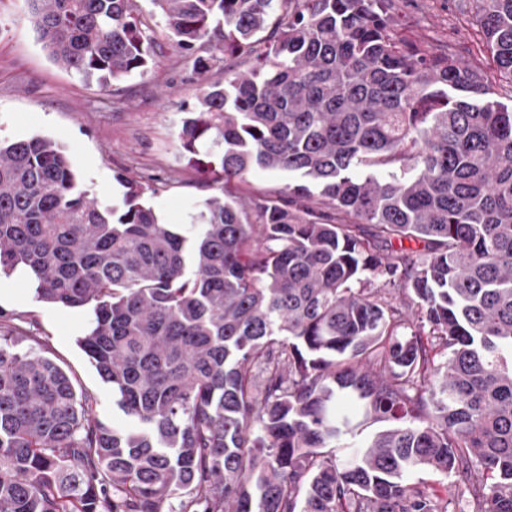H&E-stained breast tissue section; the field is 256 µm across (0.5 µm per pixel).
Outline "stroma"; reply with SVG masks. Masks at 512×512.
I'll use <instances>...</instances> for the list:
<instances>
[{"mask_svg":"<svg viewBox=\"0 0 512 512\" xmlns=\"http://www.w3.org/2000/svg\"><path fill=\"white\" fill-rule=\"evenodd\" d=\"M135 3L150 18L155 63L147 73L104 86L49 58L28 19L26 0H0V140L52 139L82 188L104 204L124 192L116 172L136 180L153 176L159 185L150 204L165 221L186 228L220 188L214 173L188 164L178 139L202 78L150 0ZM468 11L469 0H394L392 15L399 35L428 45L451 44L467 60L479 37ZM18 288L26 300L0 307V336L59 365L77 393L88 397L97 420L111 428L132 427L114 405L111 386L76 343L88 326L87 310L41 302L25 281Z\"/></svg>","mask_w":512,"mask_h":512,"instance_id":"obj_1","label":"stroma"}]
</instances>
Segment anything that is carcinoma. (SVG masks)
<instances>
[{"label": "carcinoma", "mask_w": 512, "mask_h": 512, "mask_svg": "<svg viewBox=\"0 0 512 512\" xmlns=\"http://www.w3.org/2000/svg\"><path fill=\"white\" fill-rule=\"evenodd\" d=\"M27 2L66 69L152 63L134 0ZM472 2L512 83V0ZM151 3L199 74L250 63L179 132L224 192L185 233L149 183L116 173L104 206L52 140L0 141V272L90 309L77 343L138 423L0 336V512H448L424 470L462 477L458 512H512V107L399 36L392 0Z\"/></svg>", "instance_id": "obj_1"}]
</instances>
